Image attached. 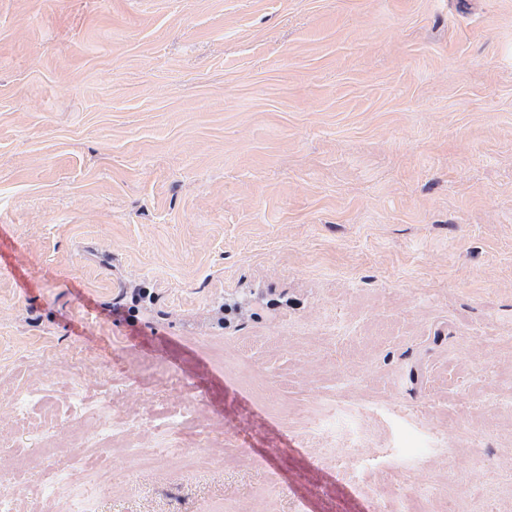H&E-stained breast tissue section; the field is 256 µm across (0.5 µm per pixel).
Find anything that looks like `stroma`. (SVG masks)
Returning a JSON list of instances; mask_svg holds the SVG:
<instances>
[{"mask_svg":"<svg viewBox=\"0 0 512 512\" xmlns=\"http://www.w3.org/2000/svg\"><path fill=\"white\" fill-rule=\"evenodd\" d=\"M48 380L145 448L197 397L203 466L0 405L22 512L80 455L92 512H512V0H0V387ZM41 388L32 389L26 393L17 392L11 395V404L16 421L24 427L28 437L36 441L41 448H51L55 443V432L59 424L58 415L45 401ZM40 404L43 420L32 423L29 414ZM115 433L114 429L112 430L110 415H101L97 427L82 437L80 447L112 448L115 442H124V448H127L130 462L136 471L160 464L170 454L171 448L177 453L184 472L193 473L200 467L201 458L196 448L201 446L185 441L182 437L178 441L166 443L163 448H150L145 451L139 444L127 442L123 435L117 437Z\"/></svg>","mask_w":512,"mask_h":512,"instance_id":"obj_1","label":"stroma"}]
</instances>
